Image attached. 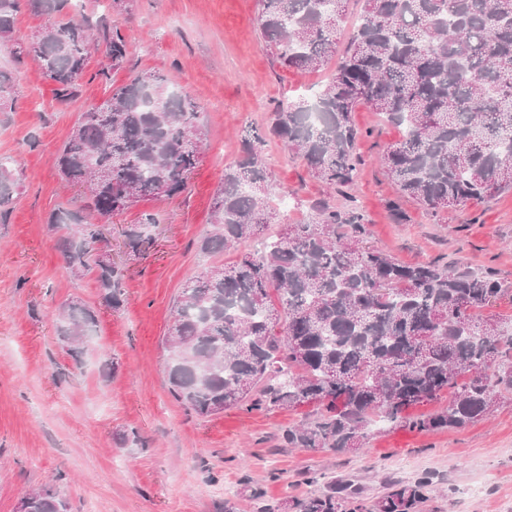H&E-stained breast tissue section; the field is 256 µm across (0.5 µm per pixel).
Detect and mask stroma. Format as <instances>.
I'll return each instance as SVG.
<instances>
[{"mask_svg": "<svg viewBox=\"0 0 512 512\" xmlns=\"http://www.w3.org/2000/svg\"><path fill=\"white\" fill-rule=\"evenodd\" d=\"M258 14V0H126L121 9L84 0L79 15L90 41L98 42L105 17L125 36L129 54L106 79V52L94 50L78 98L65 105L34 62L19 67L0 53V70L14 78L12 110L0 116V166L18 183L0 223V512H20L24 496L44 487L57 489L70 512H224L228 505L257 512L259 504L315 491V476L373 512L389 482L425 474L433 483L422 512H502L512 503V395L461 429L376 426L358 450L319 453L277 446L312 407L231 408L200 419L170 395L162 339L176 296L209 262L199 244L224 168L237 159L241 137L266 127L276 103L325 79L275 66ZM154 71L171 75L192 98L207 140L182 194L105 220L104 245L125 274L124 304L113 311L94 274L71 276L49 227L51 214L74 207L80 194L54 158L84 111L113 87ZM353 119L363 136L351 193L371 243L403 263L443 257L489 269L512 288V191L435 217L407 201L406 223H394L387 204L398 192L378 159L400 131L367 107ZM264 154L283 158L273 170L288 195L282 223L301 220L327 187L281 142L269 140ZM144 210L161 222L150 248L131 257L123 231ZM72 300L97 318L91 345L77 354L62 348L52 318ZM133 430L142 445L125 442Z\"/></svg>", "mask_w": 512, "mask_h": 512, "instance_id": "stroma-1", "label": "stroma"}]
</instances>
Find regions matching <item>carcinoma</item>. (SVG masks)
I'll return each instance as SVG.
<instances>
[{
  "instance_id": "cac0c4a2",
  "label": "carcinoma",
  "mask_w": 512,
  "mask_h": 512,
  "mask_svg": "<svg viewBox=\"0 0 512 512\" xmlns=\"http://www.w3.org/2000/svg\"><path fill=\"white\" fill-rule=\"evenodd\" d=\"M258 0L260 34L284 70L325 72L315 95L279 102L266 130L241 140L238 160L224 168L214 197L207 255L235 249L279 218L281 193L262 150L281 141L309 174L344 193L361 164V106L403 129L381 156L401 201L432 215L480 204L512 190V0ZM70 0H0V51L19 65L32 58L68 104L90 56L85 20ZM49 16L33 41L15 39L22 6ZM350 22L339 50V27ZM112 67L127 60L117 26L100 20ZM12 76L0 71V112ZM318 112L317 123L308 113ZM206 136L200 112L174 81L140 74L86 110L55 158L63 179L83 188L74 211L59 209L49 226L74 276L93 272L110 309L124 302L123 269L90 263L99 221L138 203L185 191ZM16 181L0 172V222ZM157 213L143 211L123 231L138 257L152 243ZM364 215L318 199L307 218L212 264L191 278L172 307L163 339L169 392L201 418L226 409L290 411L315 406L312 418L284 430L286 448L311 452L358 449L373 416L412 431L463 428L490 414L512 393V319L484 312L512 290L488 269L440 258L406 264L369 243ZM93 311L78 302L58 309L59 341L74 352L91 338ZM448 404L414 414L418 405ZM429 481L393 484L379 512H418ZM292 512H341L336 485L282 502ZM22 512H68L53 490L33 491Z\"/></svg>"
}]
</instances>
